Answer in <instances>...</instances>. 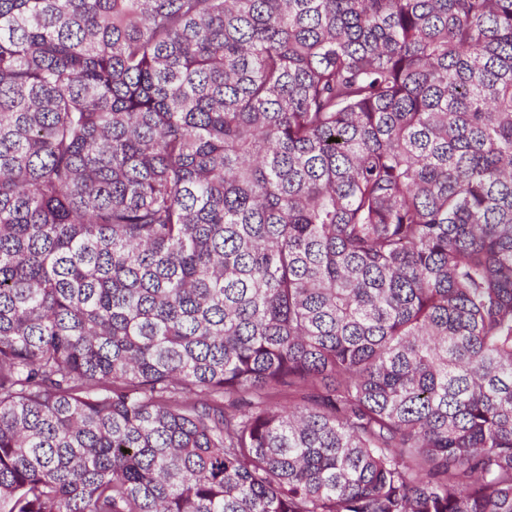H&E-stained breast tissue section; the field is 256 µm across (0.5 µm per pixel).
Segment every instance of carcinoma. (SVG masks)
<instances>
[{
	"instance_id": "cac0c4a2",
	"label": "carcinoma",
	"mask_w": 512,
	"mask_h": 512,
	"mask_svg": "<svg viewBox=\"0 0 512 512\" xmlns=\"http://www.w3.org/2000/svg\"><path fill=\"white\" fill-rule=\"evenodd\" d=\"M0 512H512V0H0Z\"/></svg>"
}]
</instances>
